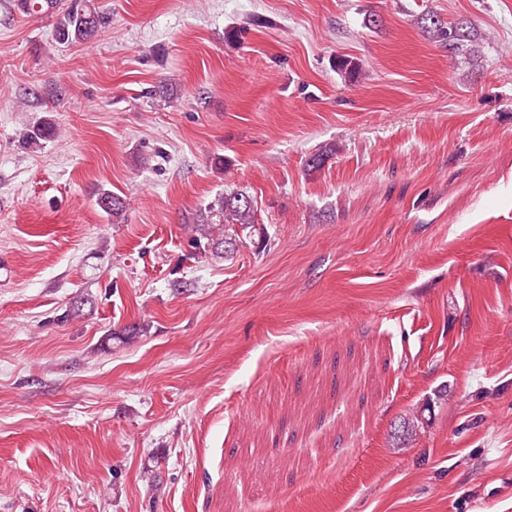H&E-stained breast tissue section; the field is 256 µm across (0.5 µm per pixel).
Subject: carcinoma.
Masks as SVG:
<instances>
[{"label":"carcinoma","instance_id":"obj_1","mask_svg":"<svg viewBox=\"0 0 512 512\" xmlns=\"http://www.w3.org/2000/svg\"><path fill=\"white\" fill-rule=\"evenodd\" d=\"M9 9L26 16L57 17L55 40L59 44L81 43L102 27V18L90 6L89 0H9ZM422 20L427 36L440 47L455 54L478 51L474 34L464 23L445 22L430 11ZM335 67L342 77L352 81L359 73L360 64L347 57H338ZM58 135L59 130L55 124L42 122L25 133L22 143L33 147ZM96 204L112 224L124 222L130 206L128 199L105 189L97 193ZM257 212L256 201L242 190L229 189L218 194L187 219L191 230L188 239L190 247L202 258H222L228 255L226 245L229 241L225 228L231 224L244 230L253 228L257 224Z\"/></svg>","mask_w":512,"mask_h":512}]
</instances>
